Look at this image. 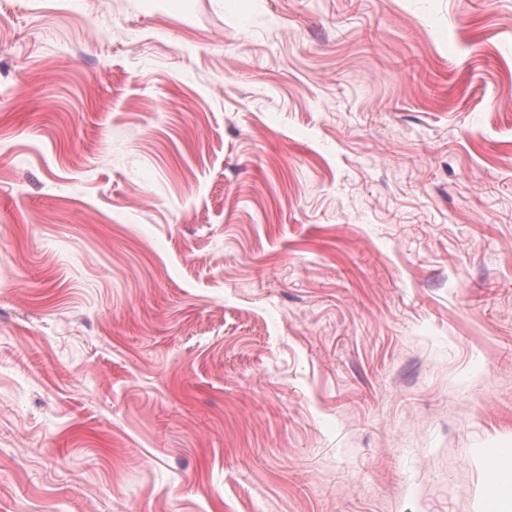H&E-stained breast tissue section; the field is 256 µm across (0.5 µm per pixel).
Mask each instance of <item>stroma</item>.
I'll list each match as a JSON object with an SVG mask.
<instances>
[{"mask_svg": "<svg viewBox=\"0 0 512 512\" xmlns=\"http://www.w3.org/2000/svg\"><path fill=\"white\" fill-rule=\"evenodd\" d=\"M0 0V512H483L512 448V0Z\"/></svg>", "mask_w": 512, "mask_h": 512, "instance_id": "35a3bbf8", "label": "stroma"}]
</instances>
